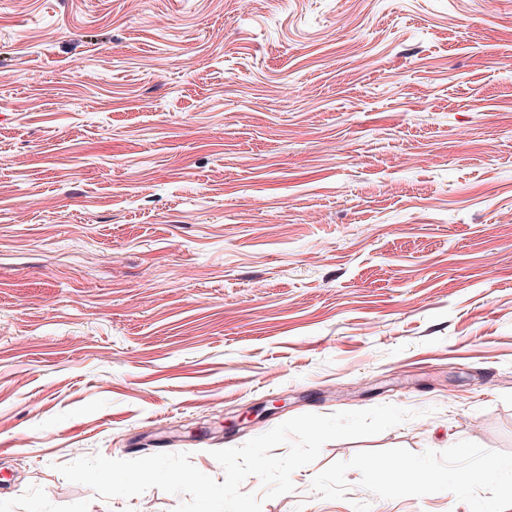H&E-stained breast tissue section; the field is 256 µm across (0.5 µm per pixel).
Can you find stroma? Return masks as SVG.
Instances as JSON below:
<instances>
[{
    "instance_id": "1",
    "label": "stroma",
    "mask_w": 512,
    "mask_h": 512,
    "mask_svg": "<svg viewBox=\"0 0 512 512\" xmlns=\"http://www.w3.org/2000/svg\"><path fill=\"white\" fill-rule=\"evenodd\" d=\"M383 404L262 512H512V0H0V512Z\"/></svg>"
}]
</instances>
